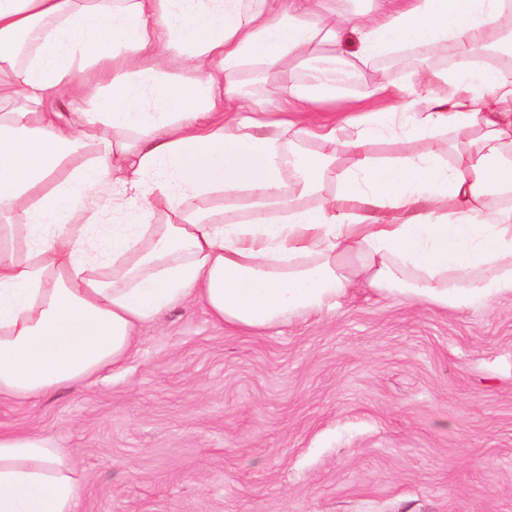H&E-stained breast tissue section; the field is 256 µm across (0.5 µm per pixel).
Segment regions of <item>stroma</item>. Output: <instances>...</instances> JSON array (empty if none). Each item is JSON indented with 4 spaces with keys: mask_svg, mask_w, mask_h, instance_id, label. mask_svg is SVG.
<instances>
[{
    "mask_svg": "<svg viewBox=\"0 0 512 512\" xmlns=\"http://www.w3.org/2000/svg\"><path fill=\"white\" fill-rule=\"evenodd\" d=\"M309 67L235 80L270 107ZM446 69L389 54L303 118L400 111L417 74ZM0 432L53 439L77 512H512V294L447 310L353 288L263 331L181 305L138 328L122 370L0 399Z\"/></svg>",
    "mask_w": 512,
    "mask_h": 512,
    "instance_id": "1",
    "label": "stroma"
}]
</instances>
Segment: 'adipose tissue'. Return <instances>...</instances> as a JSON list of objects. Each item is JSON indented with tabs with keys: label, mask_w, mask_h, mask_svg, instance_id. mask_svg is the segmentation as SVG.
Returning <instances> with one entry per match:
<instances>
[{
	"label": "adipose tissue",
	"mask_w": 512,
	"mask_h": 512,
	"mask_svg": "<svg viewBox=\"0 0 512 512\" xmlns=\"http://www.w3.org/2000/svg\"><path fill=\"white\" fill-rule=\"evenodd\" d=\"M329 2L0 0V398L121 368L138 327L184 303L265 328L351 288L441 308L512 293V76L424 72L402 112L337 129L256 120L231 80L328 48L285 88L300 113L340 93L342 67L512 42V0ZM397 130L426 152L370 154ZM159 207L172 222L152 223ZM109 208L129 222L93 237ZM80 493L50 437L0 433V512H76Z\"/></svg>",
	"instance_id": "obj_1"
}]
</instances>
